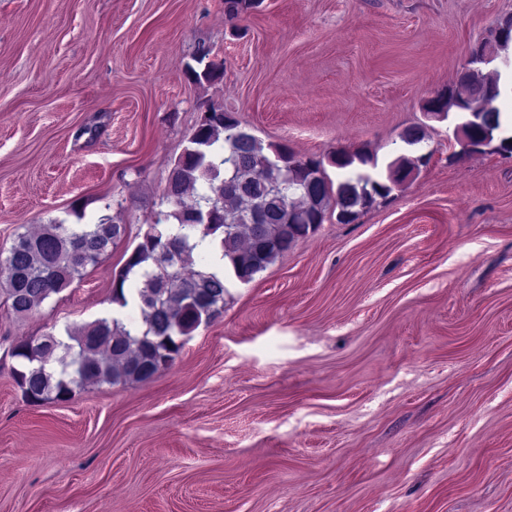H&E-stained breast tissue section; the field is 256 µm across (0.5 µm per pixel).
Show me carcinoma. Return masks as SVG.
I'll list each match as a JSON object with an SVG mask.
<instances>
[{"label":"carcinoma","instance_id":"carcinoma-1","mask_svg":"<svg viewBox=\"0 0 512 512\" xmlns=\"http://www.w3.org/2000/svg\"><path fill=\"white\" fill-rule=\"evenodd\" d=\"M257 3L224 0V14L232 21ZM486 43L496 54L512 46V15L497 20ZM186 71L199 85L224 74L213 62L201 71L191 65ZM505 96L500 78L484 75L470 59L458 82L429 100L424 111L446 118L452 109L481 107V130L457 139L467 155L476 152L470 141L502 125ZM427 156L432 153L400 156L387 165L386 178L378 179L365 171L377 165L365 146L304 160L286 145L264 144L224 109L206 108L172 163L165 194L171 210L156 214L113 279L112 303L134 302L142 321L101 317L68 327L63 336L14 340L8 353L17 361L15 383L26 401L43 404L67 401L91 386L154 377L173 363L184 337L224 314V276L203 270L184 274L199 242L220 238L227 269L250 282L314 233L328 212L338 223L350 224L387 200ZM328 165L336 168L334 181L326 173ZM125 234L126 225L106 214L94 224L54 219L37 232L15 234L9 248L0 249V293L8 314H32L87 267L98 265Z\"/></svg>","mask_w":512,"mask_h":512}]
</instances>
